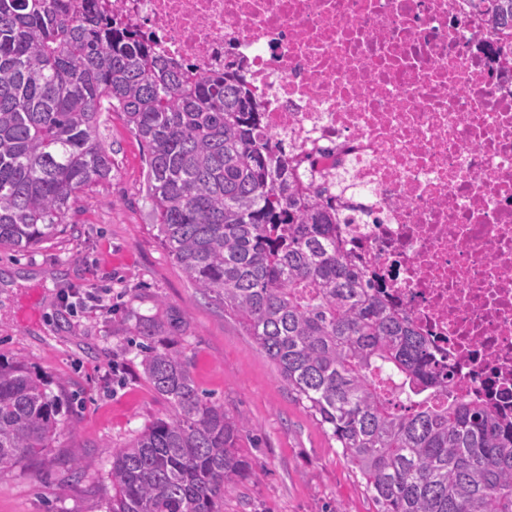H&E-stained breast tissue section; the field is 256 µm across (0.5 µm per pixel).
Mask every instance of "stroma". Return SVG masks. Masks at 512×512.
Instances as JSON below:
<instances>
[{
	"label": "stroma",
	"instance_id": "1",
	"mask_svg": "<svg viewBox=\"0 0 512 512\" xmlns=\"http://www.w3.org/2000/svg\"><path fill=\"white\" fill-rule=\"evenodd\" d=\"M102 132L112 178L79 194L65 228L26 254L0 248V356L22 357L71 399L43 455L0 474V512H109V449L164 417L141 377L133 316L185 317L178 348L200 391L246 419L256 464L222 512H375L355 470L279 381L272 362L219 301L204 296L159 243L145 196V149L121 113ZM74 457L94 469L68 477Z\"/></svg>",
	"mask_w": 512,
	"mask_h": 512
}]
</instances>
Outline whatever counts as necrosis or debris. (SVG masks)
I'll return each instance as SVG.
<instances>
[{"label": "necrosis or debris", "instance_id": "obj_1", "mask_svg": "<svg viewBox=\"0 0 512 512\" xmlns=\"http://www.w3.org/2000/svg\"><path fill=\"white\" fill-rule=\"evenodd\" d=\"M475 0H101L159 53L243 70L301 191L390 306L512 408V22Z\"/></svg>", "mask_w": 512, "mask_h": 512}]
</instances>
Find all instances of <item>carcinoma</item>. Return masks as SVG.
<instances>
[{"label": "carcinoma", "instance_id": "cac0c4a2", "mask_svg": "<svg viewBox=\"0 0 512 512\" xmlns=\"http://www.w3.org/2000/svg\"><path fill=\"white\" fill-rule=\"evenodd\" d=\"M491 2L493 24L512 19V0ZM110 110L146 148L161 245L242 321L376 512H512V418L438 400L454 371L348 261L335 213L291 185L231 66L198 74L169 60L96 0H0V248L40 245L77 194L112 178ZM179 324L136 320L141 375L170 413L109 451L111 512H218L253 474L238 448L248 426L199 390L175 348ZM63 405L25 360L0 357V473L50 447Z\"/></svg>", "mask_w": 512, "mask_h": 512}]
</instances>
